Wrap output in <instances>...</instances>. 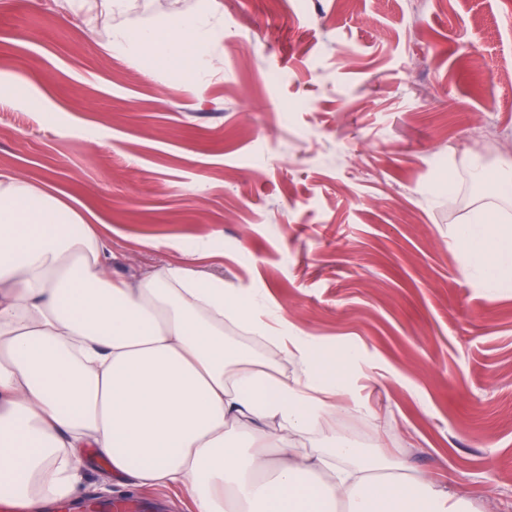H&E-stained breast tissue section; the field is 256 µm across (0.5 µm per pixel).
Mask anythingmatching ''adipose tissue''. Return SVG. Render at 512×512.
Wrapping results in <instances>:
<instances>
[{
  "mask_svg": "<svg viewBox=\"0 0 512 512\" xmlns=\"http://www.w3.org/2000/svg\"><path fill=\"white\" fill-rule=\"evenodd\" d=\"M218 38L186 15L112 42L179 72ZM462 237L489 280L512 267V231L486 209ZM228 322L279 346L297 376L233 344ZM357 361L272 329L260 297L193 264L113 277L97 225L51 186L0 175V491L28 512L75 496L91 449L113 476L179 489L194 512H479L329 426L355 410L337 396ZM315 429L322 447H298Z\"/></svg>",
  "mask_w": 512,
  "mask_h": 512,
  "instance_id": "1",
  "label": "adipose tissue"
}]
</instances>
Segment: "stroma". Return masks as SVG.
I'll use <instances>...</instances> for the list:
<instances>
[{
    "label": "stroma",
    "instance_id": "35a3bbf8",
    "mask_svg": "<svg viewBox=\"0 0 512 512\" xmlns=\"http://www.w3.org/2000/svg\"><path fill=\"white\" fill-rule=\"evenodd\" d=\"M194 14L224 36L187 77L112 46ZM508 60L512 0H0V174L105 225L114 276L190 262L357 349L364 412L332 425L512 512V269L484 281L460 237L495 191L470 166L512 165ZM78 500L190 512L94 455Z\"/></svg>",
    "mask_w": 512,
    "mask_h": 512
}]
</instances>
